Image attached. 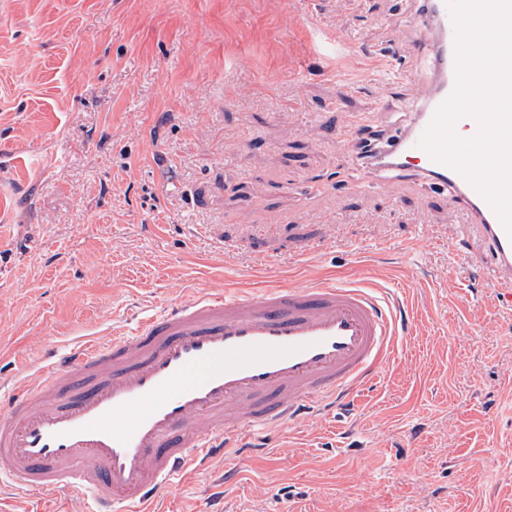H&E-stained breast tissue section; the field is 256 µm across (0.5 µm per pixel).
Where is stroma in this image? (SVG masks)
<instances>
[{
    "label": "stroma",
    "mask_w": 512,
    "mask_h": 512,
    "mask_svg": "<svg viewBox=\"0 0 512 512\" xmlns=\"http://www.w3.org/2000/svg\"><path fill=\"white\" fill-rule=\"evenodd\" d=\"M412 0H0V388L187 290L362 277L409 309L351 418L173 480L159 512H512V314L445 198L356 187L347 123L395 132ZM344 47L328 53L319 34ZM312 261H290L322 236ZM241 244L224 257L201 226ZM272 259L257 267L250 254Z\"/></svg>",
    "instance_id": "1"
}]
</instances>
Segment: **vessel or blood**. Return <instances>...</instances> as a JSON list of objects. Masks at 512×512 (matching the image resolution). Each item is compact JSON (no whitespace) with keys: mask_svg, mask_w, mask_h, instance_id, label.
<instances>
[{"mask_svg":"<svg viewBox=\"0 0 512 512\" xmlns=\"http://www.w3.org/2000/svg\"><path fill=\"white\" fill-rule=\"evenodd\" d=\"M416 43L386 72L416 103L393 136L355 135L367 186L409 177L442 191L464 216L493 273L486 286L512 308V234L471 182L420 141L457 81L449 0H420ZM408 330L389 289L313 279L234 291L192 289L135 331L113 327L36 357L0 392V476L32 495L71 496L67 512H154L174 478L311 414L355 404L392 364Z\"/></svg>","mask_w":512,"mask_h":512,"instance_id":"vessel-or-blood-1","label":"vessel or blood"}]
</instances>
